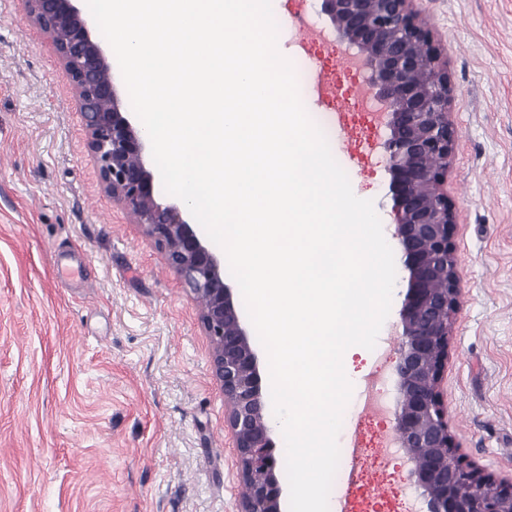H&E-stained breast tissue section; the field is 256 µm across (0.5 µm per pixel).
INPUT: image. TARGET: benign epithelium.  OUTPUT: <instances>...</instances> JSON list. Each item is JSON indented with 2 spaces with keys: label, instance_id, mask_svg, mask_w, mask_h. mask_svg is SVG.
Here are the masks:
<instances>
[{
  "label": "benign epithelium",
  "instance_id": "1",
  "mask_svg": "<svg viewBox=\"0 0 512 512\" xmlns=\"http://www.w3.org/2000/svg\"><path fill=\"white\" fill-rule=\"evenodd\" d=\"M30 21L51 41L86 121L101 184L198 299L212 366L224 393V426L233 441L245 494L239 512H285V487L265 415L260 360L224 266L207 248L181 201L162 204L146 167L143 125L121 111L114 73L79 0H23ZM336 40L369 71L387 130L389 193L406 282L399 311L396 447L424 512H512V481L484 473L461 453L448 427L443 379L461 309L448 197L456 148L454 88L447 54L426 24L421 0H320Z\"/></svg>",
  "mask_w": 512,
  "mask_h": 512
}]
</instances>
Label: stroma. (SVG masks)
Returning a JSON list of instances; mask_svg holds the SVG:
<instances>
[{
	"label": "stroma",
	"mask_w": 512,
	"mask_h": 512,
	"mask_svg": "<svg viewBox=\"0 0 512 512\" xmlns=\"http://www.w3.org/2000/svg\"><path fill=\"white\" fill-rule=\"evenodd\" d=\"M448 54L457 132L448 195L462 307L450 341L448 425L483 472L512 476V0H423ZM284 14L278 49L306 55L343 97L308 92L331 152L393 232L386 133L355 96L345 46ZM72 82L21 0H0V512H238L244 492L198 300L113 202L87 147ZM79 275L60 278L63 264ZM396 280L376 346L354 354L338 436L358 475L394 436ZM381 414L361 413L364 393Z\"/></svg>",
	"instance_id": "1"
}]
</instances>
